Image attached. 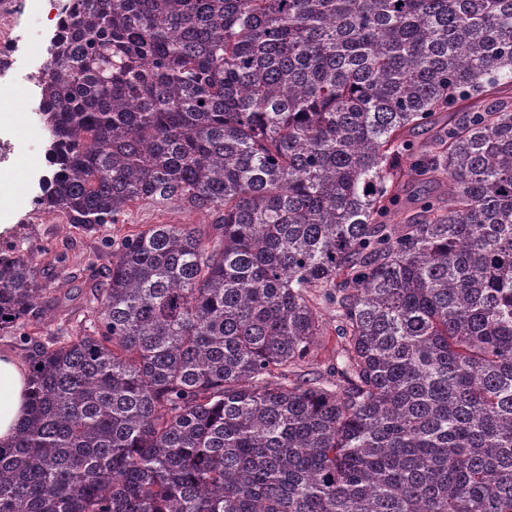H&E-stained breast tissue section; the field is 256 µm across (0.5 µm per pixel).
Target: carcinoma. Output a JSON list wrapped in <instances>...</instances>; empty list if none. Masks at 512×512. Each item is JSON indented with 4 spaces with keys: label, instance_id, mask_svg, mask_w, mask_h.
Wrapping results in <instances>:
<instances>
[{
    "label": "carcinoma",
    "instance_id": "obj_1",
    "mask_svg": "<svg viewBox=\"0 0 512 512\" xmlns=\"http://www.w3.org/2000/svg\"><path fill=\"white\" fill-rule=\"evenodd\" d=\"M34 203L121 224L67 335L0 247L31 362L0 512H512V0H67ZM460 102L443 127L436 116ZM429 128L427 142L413 137ZM448 180L401 214L400 187ZM336 305L339 382L297 373Z\"/></svg>",
    "mask_w": 512,
    "mask_h": 512
}]
</instances>
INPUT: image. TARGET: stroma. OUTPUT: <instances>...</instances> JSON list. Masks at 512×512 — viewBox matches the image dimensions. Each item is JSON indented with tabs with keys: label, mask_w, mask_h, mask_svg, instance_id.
<instances>
[{
	"label": "stroma",
	"mask_w": 512,
	"mask_h": 512,
	"mask_svg": "<svg viewBox=\"0 0 512 512\" xmlns=\"http://www.w3.org/2000/svg\"><path fill=\"white\" fill-rule=\"evenodd\" d=\"M14 10L8 21L20 39L15 45L16 74L24 76L39 67L40 58L31 56L30 41L48 47L56 30L54 13L56 0H13ZM0 138L10 140L14 153L9 163L0 166V225H12L9 236L0 235V244L6 240H20L25 245L50 246L52 257L42 264L47 277L55 280L56 294L42 299L40 306L46 325L45 333L61 335L63 322L68 317H78L89 305L93 278L109 264L101 241L106 235L121 237L144 229L149 224H193L207 230L213 218L203 211L186 209L179 200L162 203L141 202L131 207L125 223L113 226L88 225L73 228L45 218L43 223L27 221L25 208L13 207L14 199L32 197L39 191V177L24 168L25 159L35 152L44 151L45 138L27 132L25 125L14 123L12 118L0 120ZM318 312L324 322L323 336L318 337L312 355L302 364L300 371L308 378L336 381V369L341 364L339 356L343 342L337 332L338 313L334 305L322 303Z\"/></svg>",
	"instance_id": "stroma-1"
}]
</instances>
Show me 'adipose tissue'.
<instances>
[{
    "label": "adipose tissue",
    "mask_w": 512,
    "mask_h": 512,
    "mask_svg": "<svg viewBox=\"0 0 512 512\" xmlns=\"http://www.w3.org/2000/svg\"><path fill=\"white\" fill-rule=\"evenodd\" d=\"M30 369L9 351H0V446H9L29 407Z\"/></svg>",
    "instance_id": "adipose-tissue-1"
}]
</instances>
